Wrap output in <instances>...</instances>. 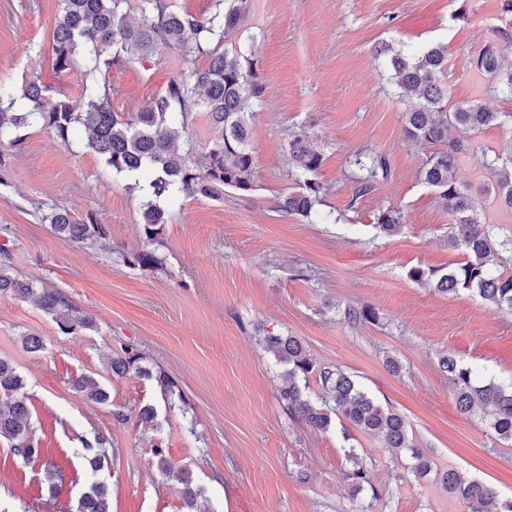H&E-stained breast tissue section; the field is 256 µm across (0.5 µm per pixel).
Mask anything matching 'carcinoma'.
Returning <instances> with one entry per match:
<instances>
[{
	"label": "carcinoma",
	"mask_w": 512,
	"mask_h": 512,
	"mask_svg": "<svg viewBox=\"0 0 512 512\" xmlns=\"http://www.w3.org/2000/svg\"><path fill=\"white\" fill-rule=\"evenodd\" d=\"M251 0H212L209 10L194 14L182 10L173 0H59V13L52 32V66L58 72L79 68L86 53L110 68L127 55L141 61L155 57L159 50H176L183 58L202 56L204 67H183L161 93L136 112L112 111V87L104 82L92 88L83 110L78 111L68 95L29 76L22 88L23 108H15L8 92L0 95V146L18 145L19 132L39 122L56 139L68 146L80 136L85 146L100 155L117 175H147L146 200L141 210V230L147 248L124 258L125 263L143 270H156L161 258L150 248L169 221L168 201L179 196L221 199L224 192L247 193L254 189V157L250 144L253 106L265 92L253 56L241 48L228 47L232 36L245 25ZM504 42L486 45L475 60L480 75L503 90L512 92V0H500ZM390 54V80L405 93L415 96L404 117L405 135L426 142L434 151L419 172L423 183L452 218L450 245L461 250L464 260L448 272L414 268L410 278L430 284L442 294L474 291L500 311L512 313V272L494 269L492 262L512 253V233L502 235L473 204L469 188L456 178V170L467 147L450 137L456 127L480 129L512 122L511 112H494L485 104L469 101L448 105V49L431 46L411 53L390 44L382 47ZM205 113L209 137L197 141L189 136L176 145L181 134L194 123L197 113ZM318 136L304 127L288 143L292 190L279 199L282 213L306 220L317 215L316 206L324 191L318 173L324 157L316 145ZM361 171L356 196L366 193L373 182L389 176L384 157L361 153L355 160ZM482 164L493 174L486 192L512 214V157L483 156ZM53 232L81 245L105 244L109 225L89 216L76 220L66 210L52 208L44 215ZM381 232L394 235L401 229L403 212L389 206L375 216ZM39 295L41 307L52 315L61 332L94 331L96 320L75 315L70 299L59 291L38 290L12 274L7 245L0 244V297L27 299ZM268 349L288 366L284 373L282 399L288 409L310 426L326 429L337 416L365 433H379L395 454L406 452L412 470L424 477L432 462L414 448L405 418L377 404L351 376L337 369L319 371L325 395L317 406L304 394L298 379L314 371V364L300 341L288 336H270ZM145 357L130 343L120 345L107 360L114 377L135 372L153 381L164 395L173 393L175 382L163 368L144 366ZM441 368L452 382L453 397L460 413L479 416L502 440L512 441V384L493 380L481 383L472 369L452 356L441 360ZM25 383L13 363L0 358V439L11 443L14 453L28 458L37 452L31 436ZM74 388L93 403L108 401L106 388L93 376L80 375ZM83 459L94 471L110 463L107 439L97 436L83 443ZM157 467L168 480L181 485L184 512H197L202 489L191 471L176 469L161 450L155 451ZM351 467L345 478L352 489L369 482L363 460L354 451L348 454ZM440 482L470 512H485L495 504L496 512H512V499L498 501L494 487L466 480L453 470L442 472ZM78 512H111L107 485L94 483L79 500Z\"/></svg>",
	"instance_id": "1"
}]
</instances>
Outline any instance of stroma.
I'll use <instances>...</instances> for the list:
<instances>
[{"label": "stroma", "mask_w": 512, "mask_h": 512, "mask_svg": "<svg viewBox=\"0 0 512 512\" xmlns=\"http://www.w3.org/2000/svg\"><path fill=\"white\" fill-rule=\"evenodd\" d=\"M59 0H0V84L20 90L30 73L63 88L76 107L108 82L112 109L139 110L175 74L173 60L130 59L108 70L58 73L51 35ZM465 19H455L459 5ZM497 0H252L234 46L254 50L265 85L255 105L251 144L255 190L223 199H177L156 247L163 265L144 271L124 261L139 251L145 195L134 177L112 174L82 139L62 145L47 129H22L5 148L0 167V243L15 273L38 287L66 294L94 332L62 333L33 300L0 298V356L25 381L37 456L15 455L0 440V512H75L92 482H105L112 512H181L180 488L156 466L155 449L189 469L204 493L199 512H468L435 476L415 478L410 459L376 435L333 420L318 430L290 412L280 393L284 364L266 338L294 336L313 359L307 395L320 403L318 372L340 368L381 406L406 417L416 448L438 468L496 487L512 498V443L479 417L461 415L452 383L439 369L453 355L482 377L512 381V314L477 294L442 295L413 281L412 268L447 270L461 262L448 243L451 218L419 170L431 145L409 141L408 106L374 49L382 43L448 48V99L482 98L512 113V96L486 90L474 61L496 41ZM318 135L324 185L317 219L286 216L288 140L302 126ZM469 151L458 167L477 207L512 229L484 188L491 180L483 154H512V125L457 130ZM386 158L388 179L357 195L359 153ZM94 216L110 228L103 247L57 236L43 216L51 207ZM394 206L405 215L388 236L375 214ZM374 308V321L349 318L352 307ZM43 341L23 351L19 337ZM135 344L148 364L168 371L177 394L163 396L136 373L109 376L108 354ZM398 361L391 370L389 360ZM91 375L110 399H83L71 380ZM157 410L155 427L141 425L144 406ZM104 436L114 456L95 472L82 443ZM356 450L370 484L353 493L343 478ZM66 480L50 490L48 464Z\"/></svg>", "instance_id": "stroma-1"}]
</instances>
